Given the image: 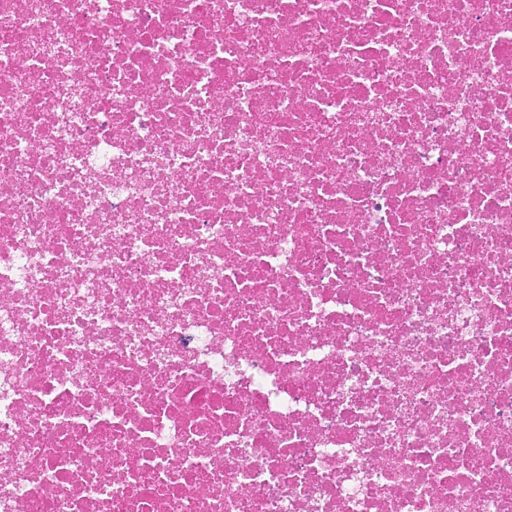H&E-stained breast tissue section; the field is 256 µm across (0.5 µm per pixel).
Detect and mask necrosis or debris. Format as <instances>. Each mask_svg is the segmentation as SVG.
<instances>
[{"instance_id": "necrosis-or-debris-1", "label": "necrosis or debris", "mask_w": 512, "mask_h": 512, "mask_svg": "<svg viewBox=\"0 0 512 512\" xmlns=\"http://www.w3.org/2000/svg\"><path fill=\"white\" fill-rule=\"evenodd\" d=\"M0 512H512V0H0Z\"/></svg>"}]
</instances>
